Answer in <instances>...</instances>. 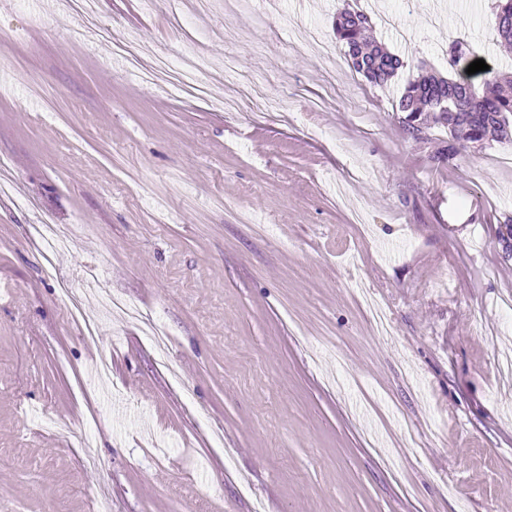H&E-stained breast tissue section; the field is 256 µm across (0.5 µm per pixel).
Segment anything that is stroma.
I'll list each match as a JSON object with an SVG mask.
<instances>
[{
  "mask_svg": "<svg viewBox=\"0 0 512 512\" xmlns=\"http://www.w3.org/2000/svg\"><path fill=\"white\" fill-rule=\"evenodd\" d=\"M358 4L402 79L453 31L512 68L491 0H0V512H512V141L438 164L340 51Z\"/></svg>",
  "mask_w": 512,
  "mask_h": 512,
  "instance_id": "1",
  "label": "stroma"
}]
</instances>
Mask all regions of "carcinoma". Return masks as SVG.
<instances>
[{
  "label": "carcinoma",
  "mask_w": 512,
  "mask_h": 512,
  "mask_svg": "<svg viewBox=\"0 0 512 512\" xmlns=\"http://www.w3.org/2000/svg\"><path fill=\"white\" fill-rule=\"evenodd\" d=\"M495 30L499 43L512 44V0H493ZM336 40L343 48L352 69L377 87L389 85L404 68L402 57L378 43L368 16L355 9L336 13ZM448 78L419 66L416 77L406 81L400 91L396 111L404 130L415 139H424L429 129L448 128V144L438 152L441 164L452 161L463 142L482 143L505 139L512 131V72L480 71L469 75L466 69L481 58L467 41L457 39L446 49ZM489 76L482 91L474 80Z\"/></svg>",
  "instance_id": "cac0c4a2"
}]
</instances>
